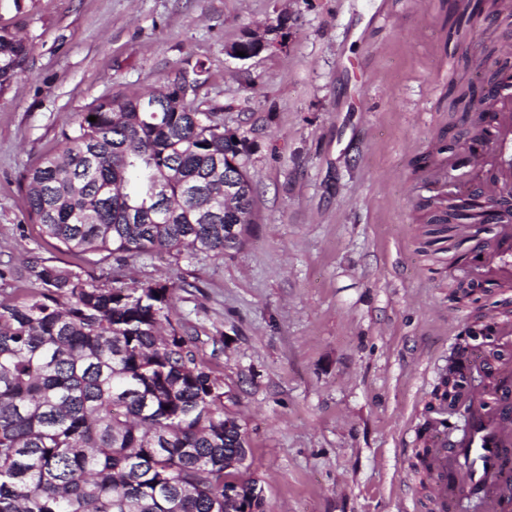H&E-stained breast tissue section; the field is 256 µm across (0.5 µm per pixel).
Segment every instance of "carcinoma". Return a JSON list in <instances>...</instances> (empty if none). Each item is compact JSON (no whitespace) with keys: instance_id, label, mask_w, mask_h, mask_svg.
Returning <instances> with one entry per match:
<instances>
[{"instance_id":"cac0c4a2","label":"carcinoma","mask_w":512,"mask_h":512,"mask_svg":"<svg viewBox=\"0 0 512 512\" xmlns=\"http://www.w3.org/2000/svg\"><path fill=\"white\" fill-rule=\"evenodd\" d=\"M455 35L477 16L489 25L512 17V0L454 10ZM29 47L0 33V85L24 68ZM499 48L465 46V63L495 59L494 86L512 70ZM201 61L166 77L197 83ZM449 109L470 114L473 84L451 85ZM96 121H89V117ZM243 139L224 116L197 102V88L176 99L160 92L98 97L69 117L59 149L25 177L28 215L71 253L122 261L166 252L214 260L238 246L253 212L249 175L224 206V163ZM161 186L166 220H129L154 211ZM438 240L470 216L423 206ZM39 288L0 300V512H265L264 488L249 464L224 470V452L248 447L224 414V389L197 362L192 338L171 330L174 287L156 282L101 288L70 269L34 264Z\"/></svg>"}]
</instances>
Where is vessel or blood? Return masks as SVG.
Returning <instances> with one entry per match:
<instances>
[{"label": "vessel or blood", "mask_w": 512, "mask_h": 512, "mask_svg": "<svg viewBox=\"0 0 512 512\" xmlns=\"http://www.w3.org/2000/svg\"><path fill=\"white\" fill-rule=\"evenodd\" d=\"M495 136L471 161L480 191L501 192L512 185V87L491 93ZM500 263V279L512 282V226L503 225L493 250ZM460 364L481 371L494 381L493 391L469 392L470 411L456 439L446 430L432 432L431 494L438 512L450 502L469 499L480 512H512V500L498 495V488L512 487V470L503 465L512 446V363L491 362L471 350L460 351Z\"/></svg>", "instance_id": "vessel-or-blood-1"}]
</instances>
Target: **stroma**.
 <instances>
[{
	"label": "stroma",
	"mask_w": 512,
	"mask_h": 512,
	"mask_svg": "<svg viewBox=\"0 0 512 512\" xmlns=\"http://www.w3.org/2000/svg\"><path fill=\"white\" fill-rule=\"evenodd\" d=\"M453 0H0V31L30 52L0 86V299L32 264L96 285L176 283L171 320L247 432L265 512H429L416 454L431 381L505 294L486 265L453 300L473 243L426 245L414 172L452 137ZM270 45L246 61L227 46ZM245 140L254 222L223 259L76 255L31 223L24 176L72 114L136 97L186 61ZM269 45L270 43L265 41L263 38L249 34L244 37L242 41H238L231 45L226 51L228 54L239 60H247L267 48ZM237 51L245 52L246 56H237Z\"/></svg>",
	"instance_id": "35a3bbf8"
}]
</instances>
